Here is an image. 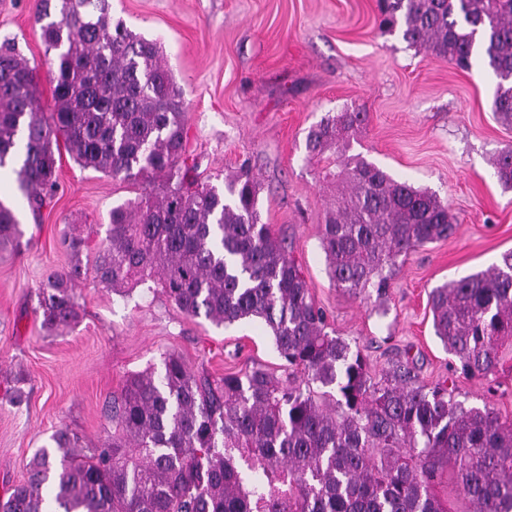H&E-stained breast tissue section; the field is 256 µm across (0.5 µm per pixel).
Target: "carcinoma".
<instances>
[{
  "mask_svg": "<svg viewBox=\"0 0 512 512\" xmlns=\"http://www.w3.org/2000/svg\"><path fill=\"white\" fill-rule=\"evenodd\" d=\"M379 29L458 68L482 60L496 78L492 110L512 123V0H378ZM53 53V105L37 103V67L0 44V169L16 165L38 211L57 183L59 154L112 178L146 181L112 208L94 257L98 284L122 296L151 280L189 317L216 326L259 320L303 381L261 367L243 376L193 374L174 353L161 371L128 376L112 396V437L84 448L66 428L27 463L0 512H512V423L467 407L443 384L415 383L395 363L376 378L360 350L328 331L302 267L261 222L250 170L217 186L186 154V106L159 43L112 18L110 0H37L34 15ZM366 116L327 115L305 138L310 160L336 147V203L321 237L327 273L351 294H382L398 259L446 240L458 224L435 193L346 152ZM512 189V147L492 159ZM161 180V191L155 181ZM21 237L0 203V247ZM74 263L39 289L43 325L63 331L79 316L73 284L86 239H65ZM435 336L463 372L496 381L512 350V251L428 297ZM325 388L318 395L313 385ZM333 392L326 391V388ZM54 481L52 497L45 483Z\"/></svg>",
  "mask_w": 512,
  "mask_h": 512,
  "instance_id": "cac0c4a2",
  "label": "carcinoma"
}]
</instances>
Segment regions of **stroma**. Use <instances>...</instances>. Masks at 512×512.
<instances>
[{
  "instance_id": "1",
  "label": "stroma",
  "mask_w": 512,
  "mask_h": 512,
  "mask_svg": "<svg viewBox=\"0 0 512 512\" xmlns=\"http://www.w3.org/2000/svg\"><path fill=\"white\" fill-rule=\"evenodd\" d=\"M36 0H0V40L15 39L38 68L42 109L52 104L49 58L34 23ZM112 16L158 40L187 104V151L205 177L248 163L263 223L291 240L309 291L331 329L356 344L373 375L413 362L418 381L454 385L457 400L512 422V369L490 384L463 374L435 336L428 294L485 270L512 250V190L491 160L512 147V124L491 110L496 86L481 62L467 71L379 30L377 0H111ZM366 113L359 153L393 177L435 192L459 223L454 236L409 253L384 295L336 288L320 237L336 199V156L306 157L305 136L328 112ZM59 188L32 213L15 173L0 170V202L14 209L17 245L0 249V498L26 476L32 454L58 428L90 446L110 435L105 405L125 379L178 354L190 371L219 378L285 367L257 321L218 327L183 314L153 282L124 298L98 285L93 259L113 206L140 181L81 169L63 156ZM85 235L75 285L79 321L46 331L38 290L69 266L62 237ZM26 399L11 401L14 388Z\"/></svg>"
}]
</instances>
